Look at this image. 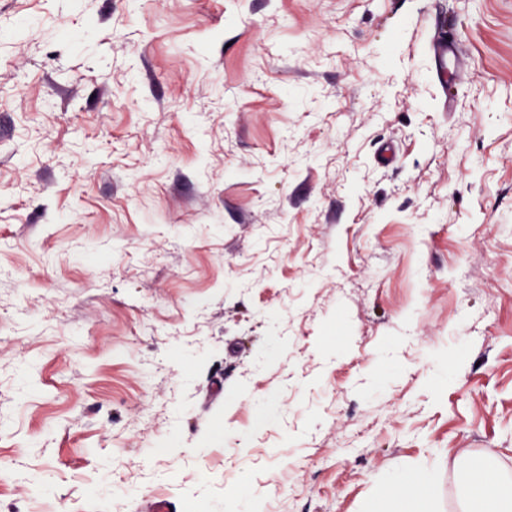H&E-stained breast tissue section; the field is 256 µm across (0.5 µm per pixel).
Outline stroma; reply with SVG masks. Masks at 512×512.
Here are the masks:
<instances>
[{
    "mask_svg": "<svg viewBox=\"0 0 512 512\" xmlns=\"http://www.w3.org/2000/svg\"><path fill=\"white\" fill-rule=\"evenodd\" d=\"M473 457L512 476V0H0V512L407 468L464 512ZM431 52L436 60L440 64L439 74L441 75L444 84H447L448 75V59L456 62L461 49L458 45L452 42H448L444 37L434 39L430 43Z\"/></svg>",
    "mask_w": 512,
    "mask_h": 512,
    "instance_id": "1",
    "label": "stroma"
}]
</instances>
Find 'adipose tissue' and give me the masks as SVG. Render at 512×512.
Here are the masks:
<instances>
[{"instance_id": "adipose-tissue-1", "label": "adipose tissue", "mask_w": 512, "mask_h": 512, "mask_svg": "<svg viewBox=\"0 0 512 512\" xmlns=\"http://www.w3.org/2000/svg\"><path fill=\"white\" fill-rule=\"evenodd\" d=\"M466 512H512V483L486 462L470 461L458 473ZM436 487L425 474L410 471L388 483L366 512H433Z\"/></svg>"}]
</instances>
